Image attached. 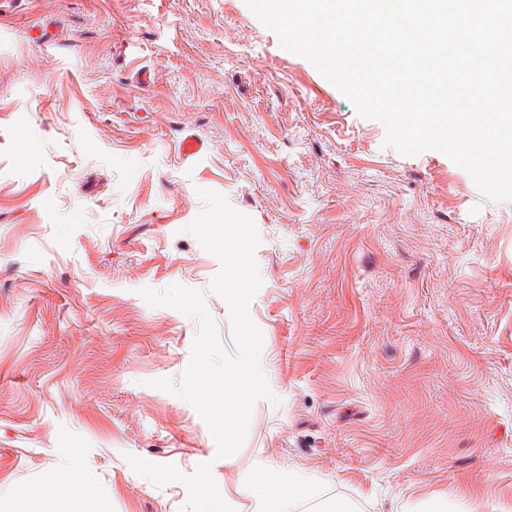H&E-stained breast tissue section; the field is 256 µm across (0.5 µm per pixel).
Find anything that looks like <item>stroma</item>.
<instances>
[{
  "label": "stroma",
  "instance_id": "stroma-1",
  "mask_svg": "<svg viewBox=\"0 0 512 512\" xmlns=\"http://www.w3.org/2000/svg\"><path fill=\"white\" fill-rule=\"evenodd\" d=\"M385 135L245 0H0V512H253L260 463L356 512H512V201ZM202 189L258 231L274 394L226 459L151 385L197 321L140 294L205 292L232 346Z\"/></svg>",
  "mask_w": 512,
  "mask_h": 512
}]
</instances>
